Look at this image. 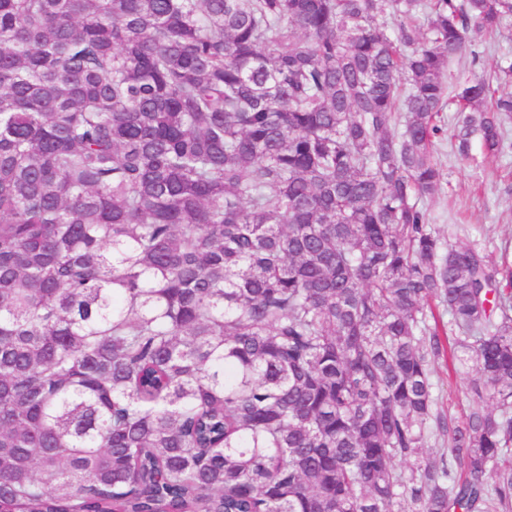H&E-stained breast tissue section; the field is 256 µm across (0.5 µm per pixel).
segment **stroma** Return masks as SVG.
<instances>
[{
	"mask_svg": "<svg viewBox=\"0 0 512 512\" xmlns=\"http://www.w3.org/2000/svg\"><path fill=\"white\" fill-rule=\"evenodd\" d=\"M470 49L479 51L481 61L471 65L469 57L450 63L445 82L456 85L466 77L490 73L502 57L512 58V19L495 37L471 34ZM457 114L444 111V135L437 145L443 191L428 203L430 222L454 245H475L493 261H512V146L497 156L485 155L479 137H472L468 156L457 153L453 138ZM438 405L455 421L469 412V373L434 366Z\"/></svg>",
	"mask_w": 512,
	"mask_h": 512,
	"instance_id": "stroma-1",
	"label": "stroma"
}]
</instances>
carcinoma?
Masks as SVG:
<instances>
[{
	"label": "carcinoma",
	"mask_w": 512,
	"mask_h": 512,
	"mask_svg": "<svg viewBox=\"0 0 512 512\" xmlns=\"http://www.w3.org/2000/svg\"><path fill=\"white\" fill-rule=\"evenodd\" d=\"M508 18L0 0V512H512V266L424 207L445 104L503 148L444 78ZM474 375L471 370H465L461 373L448 371L442 361L434 366V380L437 382L436 395L439 408L457 422L463 421L469 412L467 389L470 379Z\"/></svg>",
	"instance_id": "obj_1"
}]
</instances>
